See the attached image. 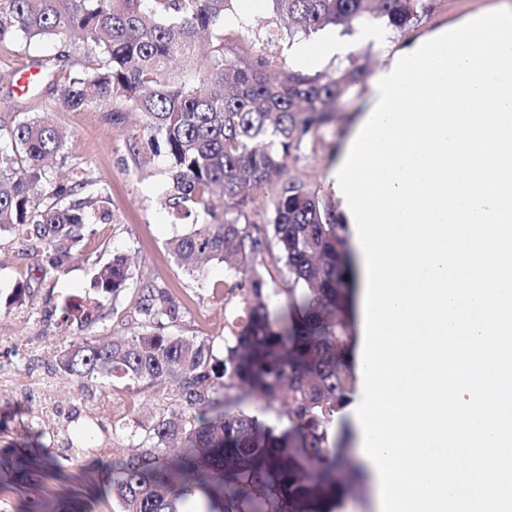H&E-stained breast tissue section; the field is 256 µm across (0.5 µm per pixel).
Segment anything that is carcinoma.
<instances>
[{
	"label": "carcinoma",
	"mask_w": 512,
	"mask_h": 512,
	"mask_svg": "<svg viewBox=\"0 0 512 512\" xmlns=\"http://www.w3.org/2000/svg\"><path fill=\"white\" fill-rule=\"evenodd\" d=\"M239 0H3L0 40L11 31L50 40L68 63L71 36L99 50L98 64L65 71L56 104L68 111L103 107L114 125L138 112L155 152L169 161L161 205L183 218L203 211L169 241L175 261L195 272L205 258L223 266L212 295L241 309L218 358L209 338L169 331L179 316L173 294L148 280L138 292L137 330L97 343L72 337L55 360L62 378L96 381L129 393L160 383L158 416L149 428L116 422L132 452L105 473L117 512H336L361 475L345 468L336 422L357 378L346 364L349 258L335 204L289 175L306 145L336 120V107L364 78L358 60L330 72L291 70L281 78L243 47L224 53V37L194 55L198 35L223 22ZM288 35L327 26L382 22L404 31L427 13V0H268ZM187 62L198 75L174 79ZM67 133L49 113L0 129V233L56 256L60 271L84 229L111 219L104 189L87 173L48 174ZM275 187L271 216L260 224L252 192ZM50 203L40 207L34 195ZM277 252H271L270 244ZM132 273L115 255L71 297L67 317H105ZM251 406L254 411L243 410ZM288 427L259 416L274 409ZM59 466L52 454L34 469L19 463V483L41 485Z\"/></svg>",
	"instance_id": "obj_1"
}]
</instances>
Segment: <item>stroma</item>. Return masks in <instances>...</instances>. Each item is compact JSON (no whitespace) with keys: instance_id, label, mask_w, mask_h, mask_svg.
I'll return each mask as SVG.
<instances>
[{"instance_id":"35a3bbf8","label":"stroma","mask_w":512,"mask_h":512,"mask_svg":"<svg viewBox=\"0 0 512 512\" xmlns=\"http://www.w3.org/2000/svg\"><path fill=\"white\" fill-rule=\"evenodd\" d=\"M492 0H431L430 11L417 27L392 32L393 44L425 35L447 26L490 5ZM233 29L238 39L250 42L274 73L294 70V47L286 32L278 31L268 0H261L250 14L228 17L215 35ZM53 42L30 41L23 35L0 42V126L51 112L66 130V148L55 161L58 174L68 175L83 168L104 186L110 199L112 218L106 224H94L85 231L78 255L65 262L62 272H48L49 254L33 252L15 235L0 234V337L12 340L10 358L13 385L0 393V448L39 444L63 456L64 471L51 481L56 492L70 493L78 501L93 500V512H114L110 499L99 496L94 484L98 477L93 454L67 445L70 429L85 428L93 442L109 457L126 455L127 443L113 437L111 402L126 408L128 419L150 426L156 415L151 393L129 394L109 391L94 383L78 387L53 376L47 361L33 355L41 337H54L63 344L66 337L120 336L133 329L135 299L143 279L155 280L171 290L182 306L173 332L183 336L209 337L215 354L224 350V303L212 296L213 282L223 279L221 265L211 263L204 275L195 276L179 268L167 250V242L182 234L188 222L162 210L160 198L167 187V163L164 155L146 150V137L138 117H130L122 126L112 125L104 111L88 108L78 112L51 111L52 84L62 83V72ZM38 62L41 73L27 89H19L15 75L20 67ZM366 105L364 88H356L340 104L334 127L325 129L322 143L305 149L291 173L319 187L326 197L335 192L328 183L329 173L342 148L345 134ZM128 257L133 273L127 288L108 310L105 319L90 325L64 321L62 306L67 296L84 293L99 266L111 261L113 254ZM27 286L26 301L20 307H6L5 301L15 288ZM53 381L56 405L63 413H74L71 428L50 423L44 426V438H36L28 425L43 404L36 389L37 380Z\"/></svg>"}]
</instances>
